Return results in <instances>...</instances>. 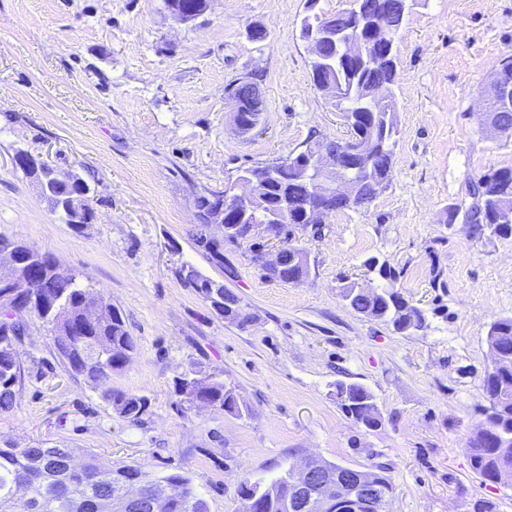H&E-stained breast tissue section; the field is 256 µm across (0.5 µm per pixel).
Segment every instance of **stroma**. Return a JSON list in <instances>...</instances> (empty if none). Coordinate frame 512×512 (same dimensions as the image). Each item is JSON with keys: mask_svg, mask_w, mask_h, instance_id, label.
<instances>
[{"mask_svg": "<svg viewBox=\"0 0 512 512\" xmlns=\"http://www.w3.org/2000/svg\"><path fill=\"white\" fill-rule=\"evenodd\" d=\"M305 3L210 0L182 23L165 0H0V234L51 251L91 295L111 298L136 340L112 385L149 400L140 421L120 417L102 389L69 375L29 316L0 448H71L106 469L179 473L208 512H241V481L308 456L384 466L390 512H470L479 497L512 512V483L482 480L464 450L482 419L489 327L512 315V237L465 221L472 185L512 168V136L484 126L489 84L512 59V0H408L390 179L365 206L323 217L319 234L300 233L311 272L286 284L245 243L225 245L216 264L195 240L196 199L238 169L345 138L311 78ZM255 25L264 41L250 39ZM244 76L264 110L241 134L226 88ZM20 150L91 184L93 224L78 233L60 220L15 168ZM371 258L396 270L424 329L395 332L343 301V282L383 287ZM185 263L223 282L250 322L225 320L185 286ZM191 366L221 374L242 415L179 410L173 379ZM340 379L374 394L381 427L342 413Z\"/></svg>", "mask_w": 512, "mask_h": 512, "instance_id": "35a3bbf8", "label": "stroma"}]
</instances>
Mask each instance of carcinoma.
I'll return each mask as SVG.
<instances>
[{
    "label": "carcinoma",
    "instance_id": "cac0c4a2",
    "mask_svg": "<svg viewBox=\"0 0 512 512\" xmlns=\"http://www.w3.org/2000/svg\"><path fill=\"white\" fill-rule=\"evenodd\" d=\"M378 0H353V7L331 16L321 15L323 22L341 33L351 30L357 18L375 10ZM384 25L399 29L404 18L405 0H383ZM396 59L386 64L366 62L355 66L345 65L336 58L332 69L327 71L331 79H338L346 86L345 97L335 101L336 108L350 127V138L367 141L370 152L346 161L342 176L357 181L360 190L355 198L333 200L327 210L357 209L369 203L389 179L392 167V147L397 134L396 102L389 94L388 103L375 110L362 102L360 87L369 82L393 84L396 75ZM309 150L251 171L259 176L269 175L258 189L260 203L250 210H240L235 216L224 217V223L235 224L234 233L224 237L231 244H250L253 260L261 263L268 275L280 281L287 275L294 276L295 283L302 282L307 273L299 272L292 265L294 253L300 245L296 231L306 230L303 221L306 210L315 206L318 199L314 182L299 176L298 170L307 161ZM480 181L486 187L484 208L489 214L490 225L502 237L512 235V175L503 178L496 170L484 175ZM45 197L59 213L63 223L80 232L86 221L94 218L89 203L83 202L79 184L70 176L56 175L49 178ZM217 198L214 194L197 199L201 225L196 233L198 243L205 246L218 264L224 263L223 245L206 234V216L217 214ZM273 224L288 245L282 261L288 269L279 270L263 262V244L252 241L250 225ZM178 275L186 286L196 291L204 300L214 303L221 298L226 305L225 319L243 326L250 315L238 306V298L224 289V284L206 277L190 265H182ZM350 283L343 287V298L354 311L387 322L398 332H416L425 327V315L417 306L409 303L393 288L373 291H354ZM25 295L40 298L42 307L30 311L25 301L0 304V412L10 411L20 396L21 359L18 344L24 336V325L18 316L27 313L57 330V317L65 316L77 332L63 341L53 336L54 349L69 374L79 376L88 383L99 386L121 373L136 349L122 312L110 298L99 299V316L95 323L86 321L83 311L85 290L73 275L61 277L50 274L44 268L34 270L28 278ZM489 344L512 355V316L500 317L492 322L488 331ZM175 393L180 403L190 409L200 398L210 407L239 415L242 408L233 389L224 385L215 374L203 375L190 368L174 379ZM486 405L482 406L483 420L465 440V452L472 471L480 478L489 477L498 465L512 464V362L486 371L482 381ZM105 396L114 410L132 422L140 420L147 407L142 396L120 389H106ZM336 400L345 415L354 422L377 407L375 396L359 384L336 383ZM101 468L95 457L86 455L77 460L71 448H0V512H14L12 505L19 500L31 504V512H83V506L99 498L118 497L128 483L137 482L146 488L157 485L171 487L177 493L161 506V512H207L206 501L194 490L190 478L181 474L156 476L134 466H121L109 470L108 480L96 479ZM255 512H288L284 497L269 501L259 500Z\"/></svg>",
    "mask_w": 512,
    "mask_h": 512
}]
</instances>
